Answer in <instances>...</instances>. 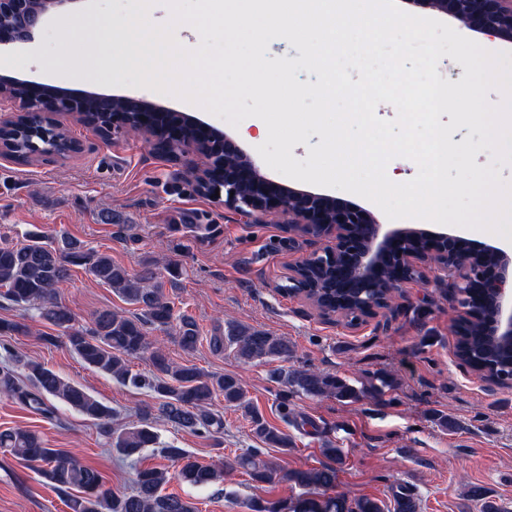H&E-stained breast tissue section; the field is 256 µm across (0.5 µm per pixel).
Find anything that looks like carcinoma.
Instances as JSON below:
<instances>
[{"instance_id":"1","label":"carcinoma","mask_w":512,"mask_h":512,"mask_svg":"<svg viewBox=\"0 0 512 512\" xmlns=\"http://www.w3.org/2000/svg\"><path fill=\"white\" fill-rule=\"evenodd\" d=\"M42 122H20L8 133L11 150L27 156L32 153L28 131L41 128ZM349 262L345 253L335 259L318 258L306 269L309 296L322 309L341 310L353 322L385 298L384 288H328L335 267ZM84 268L98 282L112 288L126 304L128 312L102 309L87 327L76 322L74 314L58 298V286L69 276L70 267ZM179 268L171 260L144 261L131 273L101 253L66 233L46 237L36 232L23 244L0 241V297L16 306H27L56 327L57 336L42 340L63 343L88 367L150 393L156 400L158 418L177 430L215 438L224 434V417L212 409L214 400L243 412L251 424L253 436L268 448L286 453L294 447L283 430L271 425L247 398L242 379L233 374L205 371L194 364L174 362L164 349L152 342L153 331L174 332L180 348L194 352L203 341L193 316L175 310L166 288L177 289ZM210 350L229 353L245 363H280L270 370L269 380L294 393L310 398L352 399L357 390L346 380L327 372L298 369L284 365L293 345L284 336L252 327L240 320L227 319L213 325L208 338ZM457 356L474 369L487 366L506 378H512V341L495 334L483 315L459 326L456 335ZM144 358L148 370L135 372L132 360ZM0 393L20 406L50 421L56 418L55 402L60 401L91 421L109 447L126 459L140 461L149 448L174 466L136 469L133 489L114 492L106 486L101 473L82 464L69 448H51L35 431L22 427L0 430V451L24 464L62 497L70 512H199L195 503L177 493L164 492L175 479L196 487H206L220 477L221 470L203 464L186 449L174 444L160 445L151 411L136 422L121 425L117 413L80 384L62 377L41 364L26 360L17 351L9 352V363L0 367ZM329 462L319 468L283 472L277 463L264 456L263 449L249 448L227 465L240 470L251 480L271 483L277 477L303 489L336 487L335 464L342 461L343 450L333 443L322 449ZM468 495L482 502L483 512H500L489 500L486 489L472 485ZM394 505L370 498H351L345 493L309 498L301 496L285 506L278 501L251 503V512H418L414 494L400 486L393 494Z\"/></svg>"}]
</instances>
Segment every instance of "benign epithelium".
Masks as SVG:
<instances>
[{
	"instance_id": "benign-epithelium-1",
	"label": "benign epithelium",
	"mask_w": 512,
	"mask_h": 512,
	"mask_svg": "<svg viewBox=\"0 0 512 512\" xmlns=\"http://www.w3.org/2000/svg\"><path fill=\"white\" fill-rule=\"evenodd\" d=\"M422 7L450 13L463 24L495 39L512 40V0H412ZM0 15H6L10 24L0 26V46L29 40L32 30L46 17L44 11H34L31 0H0ZM29 96L19 99L0 95V129L11 127L19 113H37L54 118L67 112L75 118L82 111V96L71 95L60 100L47 98L42 87L25 84ZM100 111L113 113L112 124L102 133L113 131L134 132L145 137L153 150L177 161L184 157V149L194 148L202 160L198 164L186 162L197 183L204 186L206 196L224 193V204L245 217L256 213L286 214L288 223L319 226L318 239L328 240L320 251L312 254L334 256L342 251L354 255L353 262L343 276H336V288H369L376 281L383 260H390L393 275L389 279L390 292L414 281V274L436 266L453 278L458 294L465 288H478L485 316L496 329V334L512 338V261L494 246H474L457 235L425 231L429 243L424 250L404 248L406 231L400 228L383 229L364 209L338 199L311 193L288 190L260 173L259 167L240 145L206 123L195 121L201 134L213 144L183 143L177 139V125L160 127L150 119L160 115L162 109L150 105L142 98L113 96L98 98ZM123 112H145L149 118L132 127L121 119ZM354 224L363 228L357 246L349 240V229ZM495 254L501 261L492 268L479 265L480 253ZM307 262L291 269L288 291L306 294L303 273Z\"/></svg>"
}]
</instances>
